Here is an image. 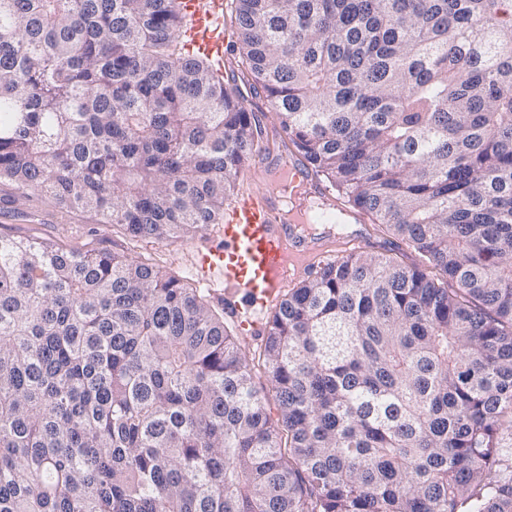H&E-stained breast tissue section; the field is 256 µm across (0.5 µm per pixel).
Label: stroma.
Returning a JSON list of instances; mask_svg holds the SVG:
<instances>
[{
  "instance_id": "stroma-1",
  "label": "stroma",
  "mask_w": 512,
  "mask_h": 512,
  "mask_svg": "<svg viewBox=\"0 0 512 512\" xmlns=\"http://www.w3.org/2000/svg\"><path fill=\"white\" fill-rule=\"evenodd\" d=\"M233 87L245 110L254 117L260 142L278 144L284 132L275 112L263 107V94L241 80L235 81ZM0 236L35 238L82 252L124 254L155 264L188 284L195 281L194 256L211 243L206 230L169 241L137 240L121 226L99 223L91 213L61 209L47 195L14 200L11 186L4 183H0Z\"/></svg>"
}]
</instances>
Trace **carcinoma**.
I'll return each instance as SVG.
<instances>
[{
	"mask_svg": "<svg viewBox=\"0 0 512 512\" xmlns=\"http://www.w3.org/2000/svg\"><path fill=\"white\" fill-rule=\"evenodd\" d=\"M511 1L225 0L228 70L421 262L289 289L268 394L203 289L0 237V512H512ZM256 134L178 0H0L16 197L180 238L224 223Z\"/></svg>",
	"mask_w": 512,
	"mask_h": 512,
	"instance_id": "carcinoma-1",
	"label": "carcinoma"
}]
</instances>
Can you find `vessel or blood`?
<instances>
[{"instance_id": "b4317fda", "label": "vessel or blood", "mask_w": 512, "mask_h": 512, "mask_svg": "<svg viewBox=\"0 0 512 512\" xmlns=\"http://www.w3.org/2000/svg\"><path fill=\"white\" fill-rule=\"evenodd\" d=\"M181 6L188 21L187 49L223 66L233 43L224 31V0H181ZM287 170L298 197L323 209L331 199L329 188L307 167L291 164ZM278 188V179L272 176L252 191L237 195L224 210V222L213 235V245L194 259L200 283L209 284L215 274L223 277L230 311H250V318L240 327L253 334L264 330L260 311L294 276L315 271L325 259H336L351 247L366 244L361 235L334 243L305 232L306 215L288 220L276 207Z\"/></svg>"}]
</instances>
